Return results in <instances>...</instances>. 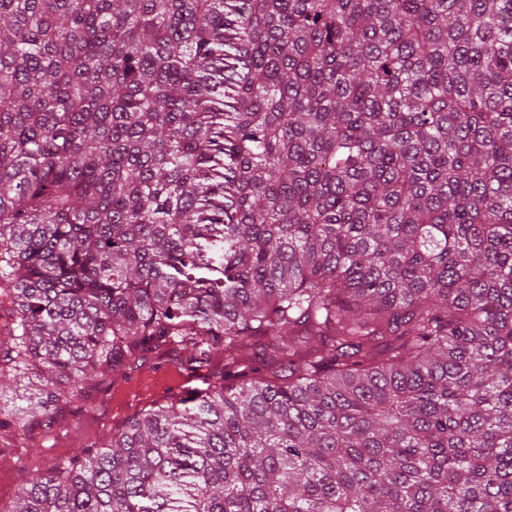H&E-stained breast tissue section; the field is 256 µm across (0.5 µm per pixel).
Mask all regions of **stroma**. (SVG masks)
Wrapping results in <instances>:
<instances>
[{"instance_id":"stroma-1","label":"stroma","mask_w":512,"mask_h":512,"mask_svg":"<svg viewBox=\"0 0 512 512\" xmlns=\"http://www.w3.org/2000/svg\"><path fill=\"white\" fill-rule=\"evenodd\" d=\"M167 359L151 360L133 371L113 398H103L95 390L62 407L54 417H41L25 441L18 443L12 434H0V503L15 501L25 480L48 470L52 462L71 449L100 443L112 423L127 412L124 398L137 385L153 377L155 371L172 369Z\"/></svg>"}]
</instances>
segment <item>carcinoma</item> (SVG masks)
<instances>
[{"instance_id":"cac0c4a2","label":"carcinoma","mask_w":512,"mask_h":512,"mask_svg":"<svg viewBox=\"0 0 512 512\" xmlns=\"http://www.w3.org/2000/svg\"><path fill=\"white\" fill-rule=\"evenodd\" d=\"M4 302L211 367L0 512H512V0H0Z\"/></svg>"}]
</instances>
